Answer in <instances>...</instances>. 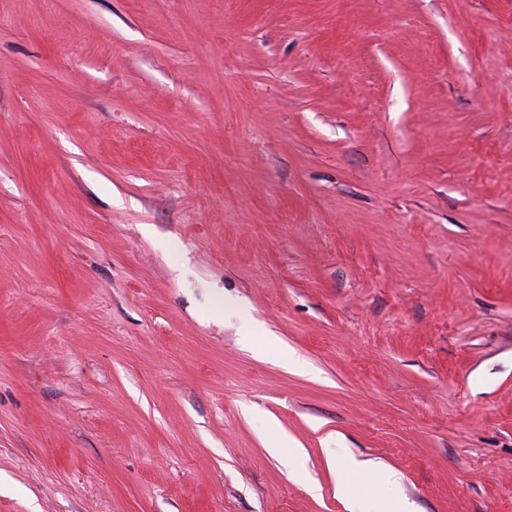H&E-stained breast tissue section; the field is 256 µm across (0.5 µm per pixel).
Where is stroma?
<instances>
[{"label":"stroma","mask_w":512,"mask_h":512,"mask_svg":"<svg viewBox=\"0 0 512 512\" xmlns=\"http://www.w3.org/2000/svg\"><path fill=\"white\" fill-rule=\"evenodd\" d=\"M405 500L512 512V0H0V512Z\"/></svg>","instance_id":"35a3bbf8"}]
</instances>
